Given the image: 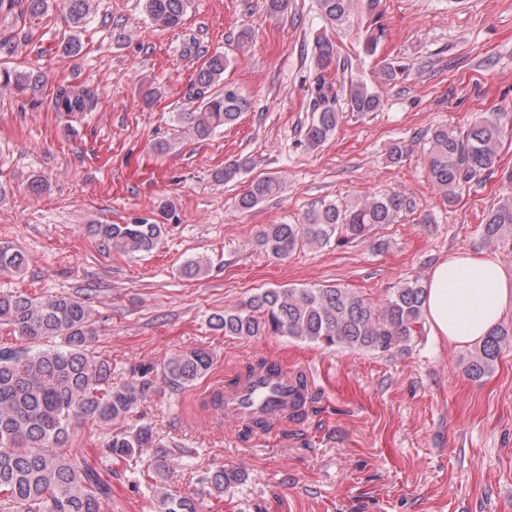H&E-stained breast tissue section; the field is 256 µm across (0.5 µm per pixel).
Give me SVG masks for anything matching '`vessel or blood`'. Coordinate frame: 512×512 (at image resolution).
Segmentation results:
<instances>
[{
	"label": "vessel or blood",
	"mask_w": 512,
	"mask_h": 512,
	"mask_svg": "<svg viewBox=\"0 0 512 512\" xmlns=\"http://www.w3.org/2000/svg\"><path fill=\"white\" fill-rule=\"evenodd\" d=\"M312 390L309 372H291L269 359L263 367L242 372L236 381L221 388L223 401L218 414L241 430L260 416L272 427L280 428L288 425L296 408L308 405Z\"/></svg>",
	"instance_id": "vessel-or-blood-1"
}]
</instances>
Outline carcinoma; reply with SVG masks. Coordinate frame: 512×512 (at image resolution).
I'll return each mask as SVG.
<instances>
[{
    "instance_id": "cac0c4a2",
    "label": "carcinoma",
    "mask_w": 512,
    "mask_h": 512,
    "mask_svg": "<svg viewBox=\"0 0 512 512\" xmlns=\"http://www.w3.org/2000/svg\"><path fill=\"white\" fill-rule=\"evenodd\" d=\"M151 21L161 28H177L184 20L190 0H144ZM354 0H318L324 22L338 28L349 22ZM61 10L74 26L89 14L90 0H60ZM48 0H0V13L17 21L37 16ZM385 28L373 18L367 28L365 49L376 51ZM318 73L312 90L314 112L304 140L315 148L331 137L342 113L331 106L338 91L327 83L323 71L340 66L336 44L327 36L314 47ZM228 60L222 53L210 55L188 90V100L198 103L190 112L178 113L182 128L200 139L232 126L249 103L231 83H221ZM349 110L365 114L381 107L380 96L361 82H350ZM52 109L67 114L93 112L95 89L61 85L52 98ZM512 130L509 112H485L464 130L434 128L428 138V175L444 199L454 202L464 188L481 176L495 173L497 150L507 130ZM506 195L482 218L485 239L491 243L512 242V170L501 174ZM282 189L279 178L268 176L254 182L237 200L240 209H250ZM410 208L399 194L375 197L360 205L343 208L334 202L308 211L300 224H269L259 243L266 251L286 257L298 247L331 243L347 244L368 236L383 224L395 223ZM93 235L106 245L127 253L152 251L165 232V225L145 220L131 224H93ZM26 255L10 245H0V273L18 274L26 267ZM425 288L406 282L382 305H374L350 288H267L251 296L234 311L214 312L210 328L225 336L274 334L305 340L327 348L345 347L379 353L403 349L421 327ZM0 325L11 328L37 348L0 347V512H103L112 500V487L103 482L96 468L67 453L70 430L90 422L105 432L101 456L125 460L151 451L157 482L154 493L161 512H199L192 495L173 497L161 482L170 463L186 450L179 443L160 437L144 423L130 431H112V426L144 401L153 380L145 368L131 379H112V362L95 349L99 333L88 298L59 293L43 299L21 292L0 293ZM512 343V327L499 325L471 353L466 374L479 380L492 373L503 347ZM213 366L204 348H194L170 358L163 368L166 381L176 386L192 385ZM241 480V474L216 467L200 481L208 492L221 495L224 487Z\"/></svg>"
}]
</instances>
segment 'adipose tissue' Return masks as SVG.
I'll return each mask as SVG.
<instances>
[{
    "instance_id": "1",
    "label": "adipose tissue",
    "mask_w": 512,
    "mask_h": 512,
    "mask_svg": "<svg viewBox=\"0 0 512 512\" xmlns=\"http://www.w3.org/2000/svg\"><path fill=\"white\" fill-rule=\"evenodd\" d=\"M424 315L434 336L479 342L512 303V273L491 253H458L438 262L425 284Z\"/></svg>"
}]
</instances>
